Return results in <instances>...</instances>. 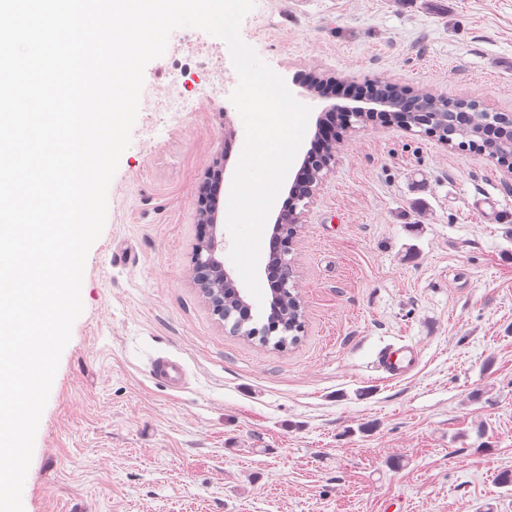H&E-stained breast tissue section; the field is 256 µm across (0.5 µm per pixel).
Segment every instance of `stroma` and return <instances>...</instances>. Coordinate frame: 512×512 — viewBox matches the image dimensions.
<instances>
[{
    "instance_id": "obj_1",
    "label": "stroma",
    "mask_w": 512,
    "mask_h": 512,
    "mask_svg": "<svg viewBox=\"0 0 512 512\" xmlns=\"http://www.w3.org/2000/svg\"><path fill=\"white\" fill-rule=\"evenodd\" d=\"M241 36L288 82L385 78L512 113V0H255ZM238 83L196 28L145 68L24 512H512V180L420 128L353 125L287 257L301 339L260 345L213 315L192 262L198 188L220 162L233 180L245 145ZM403 343L416 368L377 372ZM160 356L183 388L152 376Z\"/></svg>"
}]
</instances>
